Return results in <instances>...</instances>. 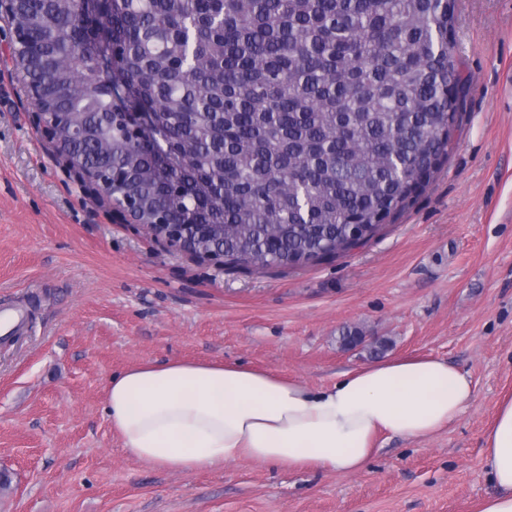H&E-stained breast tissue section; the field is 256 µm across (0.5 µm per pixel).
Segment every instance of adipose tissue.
<instances>
[{
	"instance_id": "obj_1",
	"label": "adipose tissue",
	"mask_w": 512,
	"mask_h": 512,
	"mask_svg": "<svg viewBox=\"0 0 512 512\" xmlns=\"http://www.w3.org/2000/svg\"><path fill=\"white\" fill-rule=\"evenodd\" d=\"M468 372L433 357H396L313 389L241 363L145 362L114 374L106 413L124 448L172 472L249 459L291 469L354 473L383 434L428 439L469 406ZM495 492L476 512H512V396L484 436Z\"/></svg>"
}]
</instances>
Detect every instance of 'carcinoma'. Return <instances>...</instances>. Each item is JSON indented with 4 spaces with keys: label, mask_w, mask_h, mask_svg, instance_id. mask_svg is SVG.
I'll list each match as a JSON object with an SVG mask.
<instances>
[{
    "label": "carcinoma",
    "mask_w": 512,
    "mask_h": 512,
    "mask_svg": "<svg viewBox=\"0 0 512 512\" xmlns=\"http://www.w3.org/2000/svg\"><path fill=\"white\" fill-rule=\"evenodd\" d=\"M19 0V66L64 149L166 212L197 255L246 269L335 259L376 237L447 160L469 78L455 0ZM456 93L448 97V82ZM153 115L132 133L124 113Z\"/></svg>",
    "instance_id": "carcinoma-1"
}]
</instances>
